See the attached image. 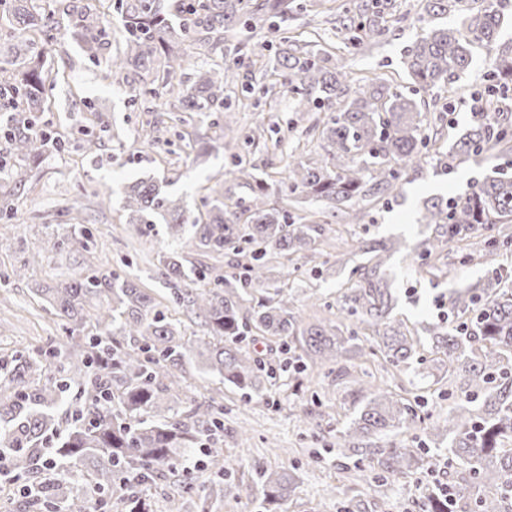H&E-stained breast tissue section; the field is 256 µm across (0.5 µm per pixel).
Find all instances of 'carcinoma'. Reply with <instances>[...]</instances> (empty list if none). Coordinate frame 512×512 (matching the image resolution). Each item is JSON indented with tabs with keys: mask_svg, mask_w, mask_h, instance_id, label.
<instances>
[{
	"mask_svg": "<svg viewBox=\"0 0 512 512\" xmlns=\"http://www.w3.org/2000/svg\"><path fill=\"white\" fill-rule=\"evenodd\" d=\"M156 0H118L123 18L122 49L103 62L101 47L110 28L102 13L82 8L69 18L84 59L105 65L112 77L126 72L162 73L164 87L183 112H216L224 106V67L214 64L197 70L189 87L175 83L182 71L196 66L188 51L194 42H224V32L238 19L255 29L272 19H284L295 0H173V8L189 17L175 23L155 5ZM382 0H362L355 16L343 25L347 43L361 51L382 39L385 24ZM457 10L461 26L437 25L434 19ZM507 0H427L426 27L407 50L404 64L413 87L404 92L381 80L351 89L349 59L314 43L305 51L288 44L270 58L269 43L247 50L268 60L279 79L264 93L289 98L301 107H327L328 115L316 126L325 142L331 164H288L287 175L252 188L249 200L224 202V192L208 187L202 211L187 214L182 200L164 190L153 178L130 184L124 209L130 224H164L181 244L160 255L158 270L172 287L171 301L203 318L204 338L183 336L180 325L156 311L155 299L132 279L105 276L95 270L80 279L56 285H37L52 315L71 336L85 338L80 348L64 346L35 353L19 352L13 366L0 374V448L10 451V467L26 490L30 512H90L91 495L112 512V493L120 481L135 477L141 483L155 480L173 469L189 450L210 444L207 453L218 473L232 463L217 446L224 431L221 409L214 399L204 400L184 414L171 391L181 387L187 361L195 360L205 375H214L252 398L273 384L278 372L301 374L308 368L336 364L351 352L364 350L380 356L394 368L409 369L420 363L418 344L404 322L392 316L395 298L379 273L395 243L359 242L370 255L371 266L358 269L359 279L344 295L340 309L346 319H356L373 338L344 333L337 324H307L295 306L288 283L274 284L275 296L250 299V289L272 280L269 260L293 262L314 250L316 223H299L271 193L301 190L341 209L353 198L397 195L404 173L418 167L426 155L423 113L415 96L450 88L467 71L476 49L492 54L487 85L473 97L496 94L512 80V48L498 44L506 17ZM8 19L21 35L0 48L14 68L0 66V90L13 94L23 112L46 111L47 90L56 82L45 49L23 36L29 31L47 42L56 39L61 21L53 12L34 8L33 0H0V21ZM51 133L36 137L29 125L14 124L8 133L11 152L22 159H37ZM512 142V122L500 113L484 114L448 151L444 167L466 163L493 146ZM421 221L434 226L425 253H440L449 244L483 237V257L491 274L448 293V321L425 328L436 357L432 366L448 375L467 373L464 398L448 409V416L431 429L432 443L448 442V452L458 462L453 484L469 498L478 496L463 512H512V270L497 264V257L512 252V234L483 235L496 224L512 223V178L488 176L461 196L425 204ZM244 262L231 265L226 274L189 264L184 249L222 254L243 253ZM210 280V287L196 283ZM263 339L280 344L277 364L255 349ZM60 363L61 380L40 388L31 377L48 360ZM71 383L78 385L82 405L73 423L57 437L55 455L62 466L45 482L30 484L24 474L38 455L53 427L45 408L61 399ZM360 408L337 445L358 456L354 468L375 473L384 482L410 472L432 473L437 459L395 440L376 443L380 434L394 436L417 418L415 407L387 388H360ZM262 487L258 512H278L277 507L294 491L297 476L290 468L256 470ZM198 489L192 478L167 500L165 512H183L182 500Z\"/></svg>",
	"mask_w": 512,
	"mask_h": 512,
	"instance_id": "cac0c4a2",
	"label": "carcinoma"
}]
</instances>
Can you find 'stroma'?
<instances>
[{
	"label": "stroma",
	"instance_id": "1",
	"mask_svg": "<svg viewBox=\"0 0 512 512\" xmlns=\"http://www.w3.org/2000/svg\"><path fill=\"white\" fill-rule=\"evenodd\" d=\"M357 2L296 0L297 8L282 23L280 33L238 25L225 32L223 43L195 44L199 62L223 64L227 106L218 112L194 115L189 124L182 123L179 106L165 88H158L152 102L137 100L139 76L121 83L103 78L98 67L84 62L69 29H61L57 40L47 45L58 72V85L49 94V111L32 115L31 120L62 134L65 144L30 163L25 184L0 180V197L8 198L14 213L13 219H0V271L22 266L28 269L25 277L0 285L1 367H9L17 352L66 344L64 332L32 288L39 282L54 284L83 277L91 268L136 279L155 296L158 310L180 321L185 335L206 336V327L199 319L171 306L169 289L155 273V263L162 251L172 246V238L164 225L127 223L125 188L149 176L162 180L166 191L181 198L194 215L207 186L223 185L225 197L234 200L251 197V190L228 174L235 158L246 161L259 181L284 170L293 146L298 144L304 157L329 162L324 142L311 130L315 119L324 118V111L299 112L294 102L261 94V87L270 86L271 76L263 65L240 58L236 47L265 40L275 49L280 34L297 37L316 31L323 35L329 51L348 53L336 29ZM86 3L106 14L112 36L102 56L110 58L122 46L115 0H34L35 7L54 11L60 18L65 17L68 6ZM424 6V0H389L387 34L369 50L349 53L354 84L380 78L395 86H408L402 58L406 47L422 32ZM490 64L487 53H478L453 92L436 90L423 95L425 132L431 137L428 153L417 170L402 176L396 200L360 197L332 216L324 213L322 202L315 198L299 191L289 194L287 204L292 215L320 224L316 249L298 260L296 272L286 273L278 265L273 268L274 275L287 276L294 296L304 304V316L313 321L337 319L342 295L351 284V270L366 262L358 248L362 240L402 241L400 252L386 262L384 270L397 297L395 313L413 330H423L438 321L439 304L446 300L449 288L485 278L488 268L478 248H471L470 259L462 264L456 261L460 245L422 259L415 248L430 234L419 222L425 201L463 194L471 183L486 175L512 177V151L499 148L454 170H444L440 164L475 120L469 100L483 85ZM451 102L458 108L449 113L445 106ZM149 121L158 126L160 143L145 141L143 128ZM215 123L237 128L239 140L209 156L196 157L183 138L184 132L193 127L205 133ZM88 132L100 142L98 149L90 152L82 148V138ZM351 212L358 214L357 223L348 222ZM76 224L86 225L93 233L89 251L59 244ZM332 243L340 246L345 264L328 274L323 263ZM37 253L43 254L42 263L28 267V260ZM313 293L321 304L310 308L305 300ZM465 383L461 373L439 380L410 369L389 380L394 392L423 404L416 422L400 434V441L414 448L426 443L427 426L447 416L452 396L461 395ZM204 389L224 409L222 446L225 457L235 466L228 475L219 477L214 469L199 465L196 455L184 456L167 479L136 488V495L146 500L152 512H162L166 497L177 490L179 474L186 471L197 477L203 492L223 488L224 497L215 502L212 512H250L259 497L254 472L258 464L295 470L299 482L285 504L287 512H339L340 500L328 490L340 485L348 464L347 457L334 449L339 432L358 407L355 387L348 377L337 376L332 366L313 368L300 377L287 372L266 390L264 398L247 403L234 388L217 378L203 377L196 364H187L182 400H190ZM326 445L330 453L313 461L311 451ZM423 481V475L408 474L390 481L381 494L373 487H363L362 506L365 512H417Z\"/></svg>",
	"mask_w": 512,
	"mask_h": 512
}]
</instances>
